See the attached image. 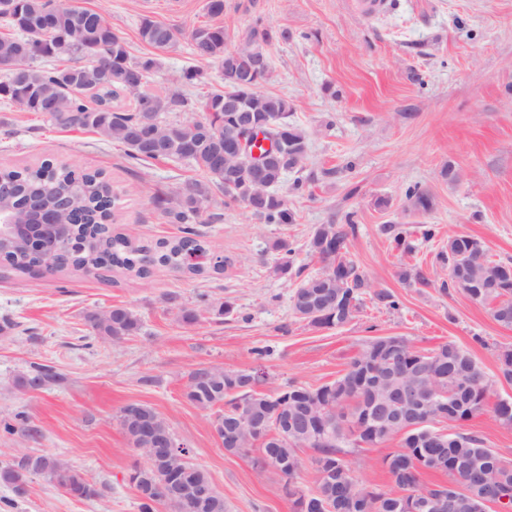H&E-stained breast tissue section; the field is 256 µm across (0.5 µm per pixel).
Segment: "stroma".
<instances>
[{"label": "stroma", "mask_w": 512, "mask_h": 512, "mask_svg": "<svg viewBox=\"0 0 512 512\" xmlns=\"http://www.w3.org/2000/svg\"><path fill=\"white\" fill-rule=\"evenodd\" d=\"M78 9L101 12L118 29L131 58L149 54L141 42L142 17L189 30L207 20L205 0H69ZM227 48H236L255 20L288 29V42L270 46L273 76L266 92L291 101L294 119L310 141L305 193L283 183L280 194L294 216L290 224H266L244 206L225 207L214 194L212 219L200 230L214 251L227 258L222 274L191 280L158 267L144 278H95L76 273L33 277L0 274V467L20 456L50 454L77 467L101 491L76 499L41 476L32 477L24 497L0 483V512H139V494L129 483L144 456L133 448L117 416L125 405L151 406L189 448L223 494L228 512H290L279 475L257 468L258 449L233 455L212 433L209 412L188 402L190 373L201 366L227 370L262 365L265 393L288 384L319 386L333 381L371 336H404L431 349L452 342L470 350L489 375L497 373L499 349L512 347V328L501 326L487 305L462 289L442 290L447 275L436 260L449 235L478 239L490 260H512V0H392L386 11L365 18L355 0H224ZM187 68L198 70L202 95L220 87L217 62L195 57L188 45L161 54L150 78L152 91L173 87ZM54 158L103 171L126 189L116 227L143 242L171 237L178 225L155 208L153 198H175L200 172L186 161H134L122 144L82 130L63 131L46 118L0 103V167L38 165ZM459 173L451 183L446 165ZM416 185L429 193L425 215L407 206L405 191ZM387 207H377V200ZM353 219L351 257L372 289L393 293L398 309L364 297L348 325L316 330L297 321L290 296L297 276L272 272L278 239L292 242L297 264L316 272L307 254L311 230L319 224ZM408 229L416 251L392 249L384 225ZM434 225L427 240L423 231ZM421 268L425 286L408 285L397 272ZM178 293L185 307L200 296L213 305L231 301L224 317L201 313L181 321L163 300ZM115 305L132 309L140 329L114 345L94 336L85 323L91 311ZM268 349L263 362L251 350ZM53 366L63 380L40 390L19 387L32 366ZM15 426L5 432L4 423ZM26 425L42 434L29 439ZM461 432L512 460V425L490 412L475 414ZM398 441L353 454L360 480L383 487L390 477L384 457Z\"/></svg>", "instance_id": "stroma-1"}]
</instances>
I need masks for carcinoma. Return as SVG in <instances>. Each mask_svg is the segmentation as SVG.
<instances>
[{
  "mask_svg": "<svg viewBox=\"0 0 512 512\" xmlns=\"http://www.w3.org/2000/svg\"><path fill=\"white\" fill-rule=\"evenodd\" d=\"M0 18L10 29L0 36V63L12 61L16 65L11 75L0 81V100L23 112H39L42 104L54 102L59 110L50 113L48 120L62 129L89 130L107 141H117L126 147L131 159L186 160L205 176L203 181L194 180L180 188L174 203L168 198H154V205L169 223L181 225V234L144 243L112 230L122 190L112 186L102 173L53 159H45L36 167L0 171V180L15 191V196L0 199V204L15 205L23 195L50 199L59 189L67 188L80 197L81 205L77 217L81 223L69 217L66 241L59 250H42L31 241L32 235L23 233L14 246L0 251V270L15 276L44 269L93 277L105 272L142 277L159 266L190 277L219 274L228 259L213 252L194 228L204 223L203 215L215 190L224 193L227 207L249 199L256 201L252 214L266 224L292 223L278 188L291 173L297 174L293 191L300 193L307 187L310 178L298 173L309 152L308 136L292 120L294 109L288 98L261 90L271 78L272 64L253 75L249 84H242L249 63L229 58L224 25L203 24L187 32L151 17L140 20L139 37L154 50L168 52L185 41L196 57L220 64L224 89L192 98L182 87L195 83L197 72L184 71L169 95L151 91L148 78L158 67L157 56L132 59L125 38L97 11L70 7L65 0H13L12 11L0 10ZM290 38L288 30L273 28L258 18L243 35L239 51ZM65 56L74 64L34 65L39 57L50 61ZM128 95L133 106L125 109L119 102ZM231 96L241 100L237 112L224 111V99ZM245 120L268 125L262 131L263 140L280 145V153L269 158L258 181L243 158L224 154ZM405 197L415 213L426 214L432 208L430 196L416 186L408 188ZM354 231L352 219L343 224L332 220L316 225L309 237L308 253L322 267L296 285L291 309L298 320L312 328L332 329L351 323L359 312L362 295L368 292L367 279L348 250ZM383 231L396 249L405 254L415 251L407 230L389 224ZM481 248L477 239L458 234L448 237L436 259L443 267H459ZM272 249L279 255L273 272L288 275L295 250L285 239L274 241ZM189 254L201 261L185 264ZM398 276L409 285L429 284L414 265L401 267ZM469 276L466 294L475 301L493 304L495 321L512 327V262L487 259L471 267ZM165 302L178 310L186 324L211 310L204 296L191 309L182 306L177 294L166 295ZM85 320L92 333L112 344L121 343L140 327L138 316L125 306L90 312ZM497 358L496 379H484L472 392L469 375L477 362L456 344L448 342L424 350L404 336H373L364 341L345 373L330 383L317 387L290 384L272 397L258 387L243 389L245 381L262 371L260 367H201L191 372L185 397L202 410L217 409L216 416L226 422L244 414L270 419L277 409L295 419L302 413L304 400L312 404L313 417L332 420L331 425L324 424L312 433L286 435L271 426L262 442L246 429L240 436L241 447L224 448L231 454L260 448L255 463L280 473L292 512H433L426 507L432 500L441 505V512H474V499L496 502L502 495L509 496L512 512V461L487 448L477 435L438 427L444 420L459 426L488 406L499 422L512 425V398H499L488 405L495 380L512 383V349L500 350ZM373 364L398 370L407 382L418 378L439 383L453 394L438 397L425 412L423 425L401 434L384 424L355 383V378ZM58 379L52 368L35 365L21 377L19 385L38 390ZM395 438L400 439L399 448L384 458L392 486L369 488L360 484L348 455ZM303 448L313 450L310 462L318 474L311 488L300 482L303 460L298 452ZM462 461L470 470L458 467ZM428 472L444 475L446 480L427 484L423 477ZM33 475L47 478L69 495L79 492L82 498L90 499L99 494L78 469L50 455H23L0 468V482L18 497L27 494ZM146 478L156 483L165 479V473L140 471L129 479L140 494V512H156L157 505L165 500L147 493L142 485Z\"/></svg>",
  "mask_w": 512,
  "mask_h": 512,
  "instance_id": "cac0c4a2",
  "label": "carcinoma"
}]
</instances>
